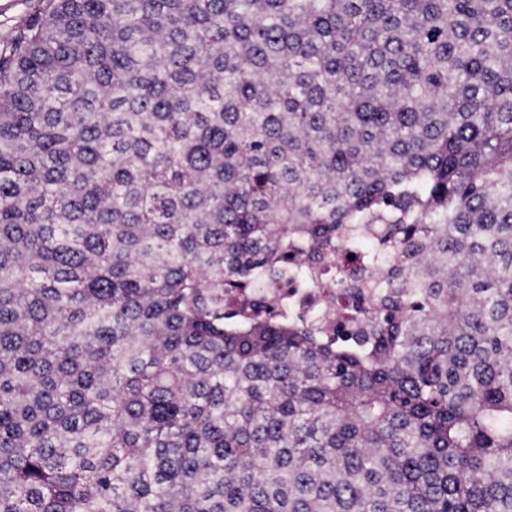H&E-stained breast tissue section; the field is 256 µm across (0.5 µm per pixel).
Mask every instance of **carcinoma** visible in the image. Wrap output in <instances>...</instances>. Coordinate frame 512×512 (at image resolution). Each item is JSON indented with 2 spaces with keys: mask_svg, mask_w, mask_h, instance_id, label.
<instances>
[{
  "mask_svg": "<svg viewBox=\"0 0 512 512\" xmlns=\"http://www.w3.org/2000/svg\"><path fill=\"white\" fill-rule=\"evenodd\" d=\"M364 243L353 341L224 310ZM0 512H512V0H41Z\"/></svg>",
  "mask_w": 512,
  "mask_h": 512,
  "instance_id": "carcinoma-1",
  "label": "carcinoma"
}]
</instances>
